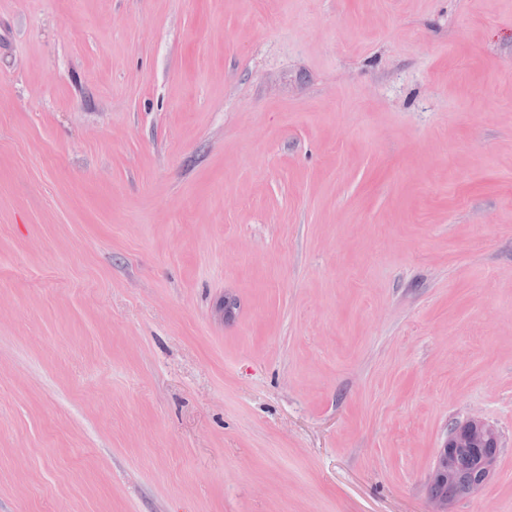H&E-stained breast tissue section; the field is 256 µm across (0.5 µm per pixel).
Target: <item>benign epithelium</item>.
Segmentation results:
<instances>
[{"instance_id": "obj_1", "label": "benign epithelium", "mask_w": 512, "mask_h": 512, "mask_svg": "<svg viewBox=\"0 0 512 512\" xmlns=\"http://www.w3.org/2000/svg\"><path fill=\"white\" fill-rule=\"evenodd\" d=\"M495 445H497V435L494 429L479 418H470L454 426L443 448L439 449L436 455L430 484H446L454 479V476L448 473V463H446L448 453L472 450L480 453L481 460L479 468L471 473L466 490L470 492L479 488L488 479L496 464L497 456L486 452V448Z\"/></svg>"}]
</instances>
